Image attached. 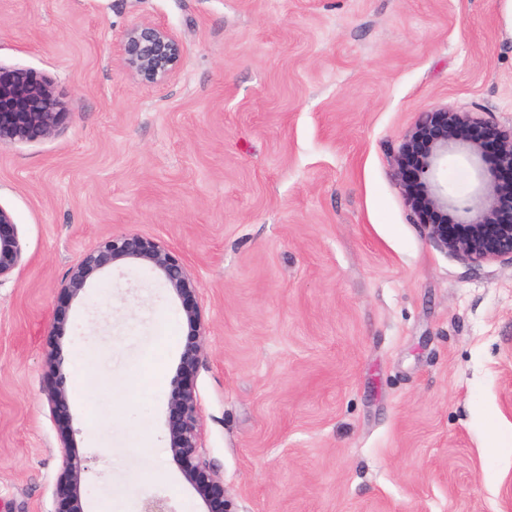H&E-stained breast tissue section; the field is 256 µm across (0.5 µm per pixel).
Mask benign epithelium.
I'll use <instances>...</instances> for the list:
<instances>
[{"label": "benign epithelium", "mask_w": 512, "mask_h": 512, "mask_svg": "<svg viewBox=\"0 0 512 512\" xmlns=\"http://www.w3.org/2000/svg\"><path fill=\"white\" fill-rule=\"evenodd\" d=\"M122 61L128 77L153 85L171 82L182 66L181 41L170 29L150 21L127 28L122 35ZM48 83L21 69L0 67V142L25 141L51 134L64 118ZM497 140L501 165L512 170V128L490 126L470 112L432 108L405 135L393 166L413 221L423 225L440 248L480 266L493 261L512 264V211H501L500 198L512 195V181L484 167L482 141ZM461 156L475 170L473 195L458 202L444 178L448 157ZM22 247L13 217L0 206V282L18 268ZM147 265L182 302L188 335L193 341L180 356L168 401V433L175 465L202 501L236 512L224 495V478L205 458L200 442V415L193 368L205 351L207 330L197 303L198 281L190 267L164 242L138 233H113L86 251L68 270L61 292L69 299L83 294L94 274L114 267ZM46 359L57 371L46 388L50 414L57 428L63 467L57 484L58 510L82 512L80 485L87 459L77 450L70 423L69 395L62 372L64 358L51 343ZM141 512H175L167 496L143 502Z\"/></svg>", "instance_id": "obj_1"}]
</instances>
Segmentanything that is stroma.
<instances>
[{
    "instance_id": "stroma-1",
    "label": "stroma",
    "mask_w": 512,
    "mask_h": 512,
    "mask_svg": "<svg viewBox=\"0 0 512 512\" xmlns=\"http://www.w3.org/2000/svg\"><path fill=\"white\" fill-rule=\"evenodd\" d=\"M144 20L182 43L161 87L122 66ZM0 66L65 113L0 144L22 246L0 282V512H55L60 322L84 512H207L166 428L180 300L145 265L59 294L116 231L198 281L202 444L237 512H512V264L437 247L392 166L427 109L512 126V0H0Z\"/></svg>"
}]
</instances>
